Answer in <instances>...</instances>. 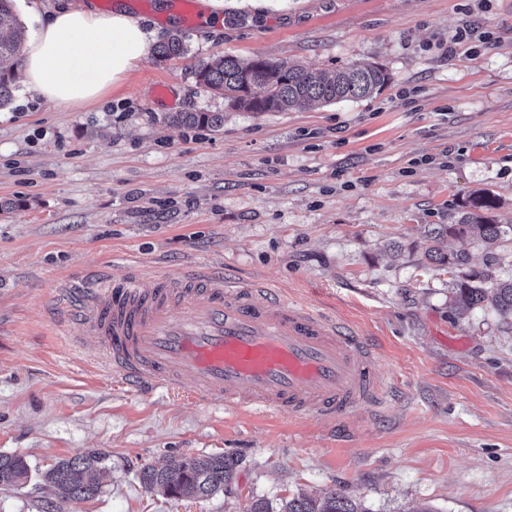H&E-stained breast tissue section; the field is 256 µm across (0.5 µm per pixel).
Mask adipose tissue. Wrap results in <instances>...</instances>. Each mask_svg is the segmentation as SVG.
I'll return each instance as SVG.
<instances>
[{"instance_id": "1", "label": "adipose tissue", "mask_w": 512, "mask_h": 512, "mask_svg": "<svg viewBox=\"0 0 512 512\" xmlns=\"http://www.w3.org/2000/svg\"><path fill=\"white\" fill-rule=\"evenodd\" d=\"M150 47L148 33L125 9L57 10L25 51L23 82L48 102L79 106L119 84Z\"/></svg>"}]
</instances>
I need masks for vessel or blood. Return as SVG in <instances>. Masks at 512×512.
Returning <instances> with one entry per match:
<instances>
[{"label":"vessel or blood","instance_id":"vessel-or-blood-1","mask_svg":"<svg viewBox=\"0 0 512 512\" xmlns=\"http://www.w3.org/2000/svg\"><path fill=\"white\" fill-rule=\"evenodd\" d=\"M62 296L109 373L132 389L185 386L226 411L341 415L381 405L375 354L351 326L221 272L151 284H67Z\"/></svg>","mask_w":512,"mask_h":512}]
</instances>
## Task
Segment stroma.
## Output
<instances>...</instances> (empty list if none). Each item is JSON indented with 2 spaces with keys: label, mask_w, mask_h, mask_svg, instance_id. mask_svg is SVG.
Returning a JSON list of instances; mask_svg holds the SVG:
<instances>
[{
  "label": "stroma",
  "mask_w": 512,
  "mask_h": 512,
  "mask_svg": "<svg viewBox=\"0 0 512 512\" xmlns=\"http://www.w3.org/2000/svg\"><path fill=\"white\" fill-rule=\"evenodd\" d=\"M126 6L189 53L148 57L93 103L60 106L17 83L0 107V453L24 485L0 512H248L335 490L371 512H512V317L450 305L455 273L428 228L470 199L512 224V0H16L28 37L65 4ZM263 56L331 72L378 64L355 102L246 112L197 84L204 61ZM220 112L216 129L171 125ZM220 267L356 327L378 350L383 407L329 418L230 414L181 390H131L75 340L60 296L93 271L176 276ZM96 449L89 501L40 478ZM224 454V492L172 499L140 467ZM31 467L22 455L0 453V488H14L27 483Z\"/></svg>",
  "instance_id": "obj_1"
}]
</instances>
